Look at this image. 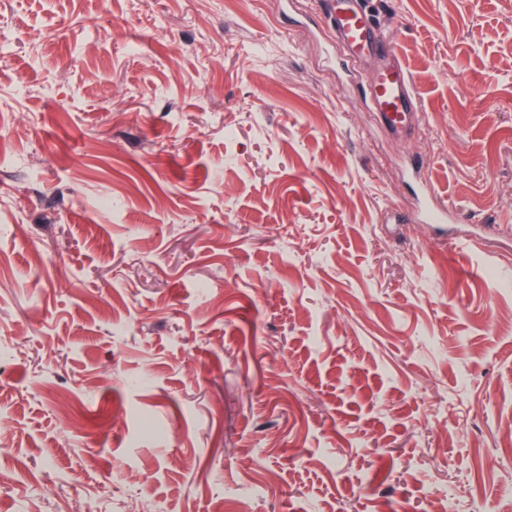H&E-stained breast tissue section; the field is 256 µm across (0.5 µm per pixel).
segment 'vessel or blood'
Here are the masks:
<instances>
[{"label": "vessel or blood", "mask_w": 512, "mask_h": 512, "mask_svg": "<svg viewBox=\"0 0 512 512\" xmlns=\"http://www.w3.org/2000/svg\"><path fill=\"white\" fill-rule=\"evenodd\" d=\"M322 13L345 62L366 72L364 96L380 127L394 140L412 128L417 96L398 48L379 39L374 14L364 0H321ZM453 206L428 195L420 208L423 222L447 223Z\"/></svg>", "instance_id": "vessel-or-blood-1"}]
</instances>
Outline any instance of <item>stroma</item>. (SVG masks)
Returning <instances> with one entry per match:
<instances>
[{
	"label": "stroma",
	"mask_w": 512,
	"mask_h": 512,
	"mask_svg": "<svg viewBox=\"0 0 512 512\" xmlns=\"http://www.w3.org/2000/svg\"><path fill=\"white\" fill-rule=\"evenodd\" d=\"M376 18L400 145L315 0H0V512H512V0ZM437 193L433 190L424 200L420 208L422 222L441 223L448 222V216L454 212L453 206L440 205L436 199Z\"/></svg>",
	"instance_id": "35a3bbf8"
}]
</instances>
